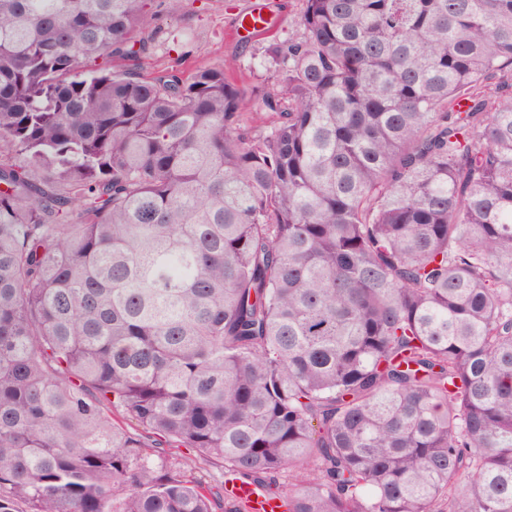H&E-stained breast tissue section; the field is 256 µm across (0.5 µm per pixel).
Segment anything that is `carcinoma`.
<instances>
[{"instance_id": "cac0c4a2", "label": "carcinoma", "mask_w": 512, "mask_h": 512, "mask_svg": "<svg viewBox=\"0 0 512 512\" xmlns=\"http://www.w3.org/2000/svg\"><path fill=\"white\" fill-rule=\"evenodd\" d=\"M153 2L0 0V512H512V0H304L250 90ZM229 490L234 497L244 503L248 512H283V503L280 499L263 496L253 485L237 483Z\"/></svg>"}]
</instances>
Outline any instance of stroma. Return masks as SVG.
I'll list each match as a JSON object with an SVG mask.
<instances>
[{
  "mask_svg": "<svg viewBox=\"0 0 512 512\" xmlns=\"http://www.w3.org/2000/svg\"><path fill=\"white\" fill-rule=\"evenodd\" d=\"M253 0H184L170 12L168 0H155L154 13L144 23L151 41V70L180 65L221 69L236 63V83L250 88L270 84L272 72L265 59L266 40L241 39L236 27Z\"/></svg>",
  "mask_w": 512,
  "mask_h": 512,
  "instance_id": "1",
  "label": "stroma"
}]
</instances>
